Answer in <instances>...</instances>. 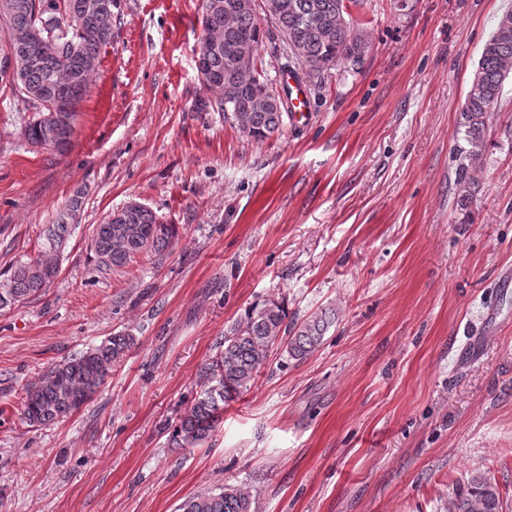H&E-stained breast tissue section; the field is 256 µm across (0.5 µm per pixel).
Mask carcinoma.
I'll use <instances>...</instances> for the list:
<instances>
[{
    "mask_svg": "<svg viewBox=\"0 0 512 512\" xmlns=\"http://www.w3.org/2000/svg\"><path fill=\"white\" fill-rule=\"evenodd\" d=\"M114 0H0V59L13 58L12 71L0 68L22 99L35 109L22 129L32 146L58 140L71 145L78 106L86 95L102 48L112 44ZM266 13L300 68L321 75L344 59H359L366 42L363 30L349 19L345 0H265ZM205 56L197 68L202 84L220 79L218 98L208 101L216 112H230L235 124L256 142L280 130L284 101L256 98L255 65L235 68L230 55L242 47L258 48L263 38L255 0H201ZM29 35L39 41L45 58L58 69L30 57L20 45ZM512 74V10L505 11L485 42L460 110L468 163L461 165L458 185L471 192L467 168L485 151L487 117L495 110L503 85ZM81 201L72 198L43 232L35 260L19 262L0 281V308L41 294L58 276L62 247L77 223ZM177 225L162 224L148 208L125 206L97 225L92 239L98 266L120 268L140 255L160 256L172 245ZM336 323V310L325 308L301 323L288 321L284 303L257 300L244 317L224 331L223 349L201 368V389L175 423L169 440L178 448L202 445L221 426L224 407L249 390L276 342L288 355L303 360L314 353ZM135 345L129 334H117L99 346L45 369L27 389L23 416L43 426L79 411L105 384L112 369ZM249 491L225 486L185 499L179 512H251ZM449 512H503L496 484L475 473L467 487L450 499Z\"/></svg>",
    "mask_w": 512,
    "mask_h": 512,
    "instance_id": "1",
    "label": "carcinoma"
}]
</instances>
